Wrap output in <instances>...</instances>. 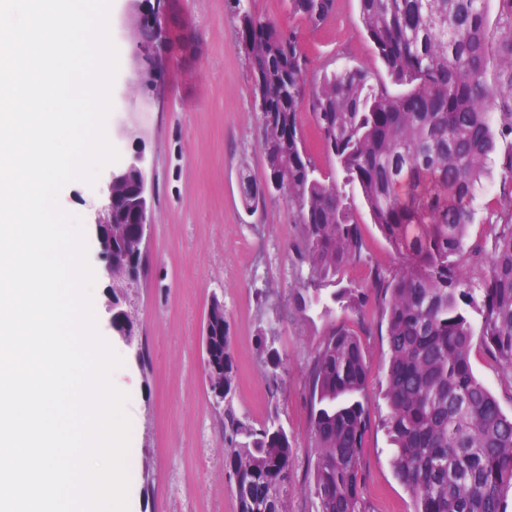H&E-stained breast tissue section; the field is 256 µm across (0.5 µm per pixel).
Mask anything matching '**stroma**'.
<instances>
[{
  "label": "stroma",
  "mask_w": 512,
  "mask_h": 512,
  "mask_svg": "<svg viewBox=\"0 0 512 512\" xmlns=\"http://www.w3.org/2000/svg\"><path fill=\"white\" fill-rule=\"evenodd\" d=\"M250 7L257 17L298 32L309 86L343 65L387 81L363 31L358 0H335L317 26L290 14L287 0H250ZM136 9L133 0H113L110 30L119 70L107 120L108 137L121 158L137 151L145 158L151 230L135 277H113L100 254L91 217L102 204L104 180L92 187L70 183L59 197L84 223L89 260L100 282L93 291L98 327L125 365L114 383L128 395L130 512H237L224 472V414L212 404L201 360L204 317L215 297L224 301L231 341L234 406L256 425L279 414L297 450L298 485L312 442L307 366L331 327L343 324L359 335L372 421L362 454L364 496L373 512H413L410 494L393 473L381 424L387 412L388 346L380 300L369 299L359 315L338 306L328 316L318 306L302 308L296 295L308 285V268L296 253L302 233L287 195L271 192L254 210L242 200L241 177L263 182L266 165L253 82L228 0H169L160 96L137 81ZM299 124L307 152L324 176L341 184L351 203L370 263L391 270L395 256L358 188L344 184L323 147L310 105L302 106ZM114 302L133 322V345L109 323ZM267 346L285 360L275 387L264 374ZM139 348L144 358H136ZM470 361L474 375L512 415V388L480 342H473Z\"/></svg>",
  "instance_id": "obj_1"
}]
</instances>
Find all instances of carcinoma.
<instances>
[{
	"label": "carcinoma",
	"instance_id": "1",
	"mask_svg": "<svg viewBox=\"0 0 512 512\" xmlns=\"http://www.w3.org/2000/svg\"><path fill=\"white\" fill-rule=\"evenodd\" d=\"M248 2L231 0L230 8L251 69L260 149L303 227L298 255L309 281L323 285L368 258L351 205L305 149L298 114L307 99L320 138L398 259L392 272L369 265L388 344L382 425L395 477L413 512H507L512 416L472 371L468 308L478 310L483 345L512 386V146L497 158L500 200L488 206V239L467 238L486 162L498 140H512V0H496L492 30L484 0H358L389 77L408 87L397 95L354 66L309 88L297 33L256 17ZM334 4L288 0L291 14L315 25ZM242 196L257 206L260 190L247 177ZM470 260L487 264L476 283L461 273ZM332 300L360 314L368 294L341 288ZM210 341L224 351V470L236 480L238 512H288L295 457L288 432L276 416L255 426L236 414L228 336ZM264 354L276 385L284 359L272 348ZM367 377L359 336L332 328L306 377L314 434L308 492L317 512H372L361 472L371 426Z\"/></svg>",
	"mask_w": 512,
	"mask_h": 512
}]
</instances>
